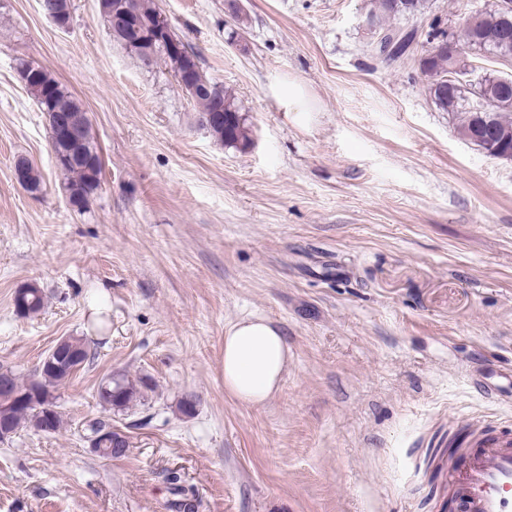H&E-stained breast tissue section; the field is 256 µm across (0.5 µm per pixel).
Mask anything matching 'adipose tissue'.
Masks as SVG:
<instances>
[{
    "label": "adipose tissue",
    "instance_id": "adipose-tissue-1",
    "mask_svg": "<svg viewBox=\"0 0 512 512\" xmlns=\"http://www.w3.org/2000/svg\"><path fill=\"white\" fill-rule=\"evenodd\" d=\"M288 368L282 333L262 318L232 324L224 336V389L236 400L264 404L278 391Z\"/></svg>",
    "mask_w": 512,
    "mask_h": 512
}]
</instances>
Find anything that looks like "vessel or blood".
Listing matches in <instances>:
<instances>
[{"label":"vessel or blood","mask_w":512,"mask_h":512,"mask_svg":"<svg viewBox=\"0 0 512 512\" xmlns=\"http://www.w3.org/2000/svg\"><path fill=\"white\" fill-rule=\"evenodd\" d=\"M471 382L485 398L512 400V373L499 385L481 369L472 374ZM448 441L461 446L447 463L448 497L454 512H512V425L473 419Z\"/></svg>","instance_id":"obj_1"}]
</instances>
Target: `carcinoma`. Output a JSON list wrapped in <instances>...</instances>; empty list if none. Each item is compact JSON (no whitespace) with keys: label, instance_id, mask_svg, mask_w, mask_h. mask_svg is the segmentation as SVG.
Masks as SVG:
<instances>
[{"label":"carcinoma","instance_id":"1","mask_svg":"<svg viewBox=\"0 0 512 512\" xmlns=\"http://www.w3.org/2000/svg\"><path fill=\"white\" fill-rule=\"evenodd\" d=\"M100 9L109 22L114 41L124 48H130V38L112 22V0H99ZM402 9L395 11L380 4L378 18L389 20L383 28L387 34L391 53L385 62L392 64L411 56V47L416 39V30H406L397 26V19L405 15L422 12L423 0H400ZM161 9L157 0H122V14L149 31ZM512 32V15L504 16L498 7H493L476 15L470 26L448 32L439 28L438 21L429 25L427 41L431 43L428 54L419 60V70L427 78L430 97L435 106L448 113L455 122L459 136L467 143L480 140L486 145L488 156L497 157L501 152L512 154V74L498 70L482 69V75L472 79L470 75L478 69L477 64L497 59H512V40L505 43L504 37ZM461 46L471 51L475 64H467L455 57L450 48ZM151 61H161L170 66L174 76L182 80V87L191 94L199 111L208 112L215 100L224 101V125L208 126L206 130L224 144L247 149L252 143V130L242 113L234 93L220 86H210V81L200 69L196 54L188 47L176 51L166 43H155ZM19 71H27L34 76V84L29 86L39 108L47 116L70 115L80 122L81 133L66 148L68 156L58 166L67 184L71 205L82 210L89 198L98 189L102 176V159L91 138V123L83 118L81 104L51 76L46 70L22 63ZM18 312L25 316H35L45 307V294L36 285L19 289L14 296ZM73 376L53 366L37 368L31 377L22 379L12 371L0 372V377L9 379L12 391L21 394L35 390L39 406L17 405L10 409L11 429L29 427L36 432L56 433L63 427V417L58 411L55 391ZM112 393L99 394L100 401L108 408L124 409L136 405L143 399L149 386L143 378H129L125 375L107 379ZM112 423L108 420H95L87 425L90 442L103 449L100 456L105 459L123 456L124 440L120 434L106 432ZM172 494L178 496L172 506L176 512H195V504L188 490L172 477Z\"/></svg>","mask_w":512,"mask_h":512}]
</instances>
